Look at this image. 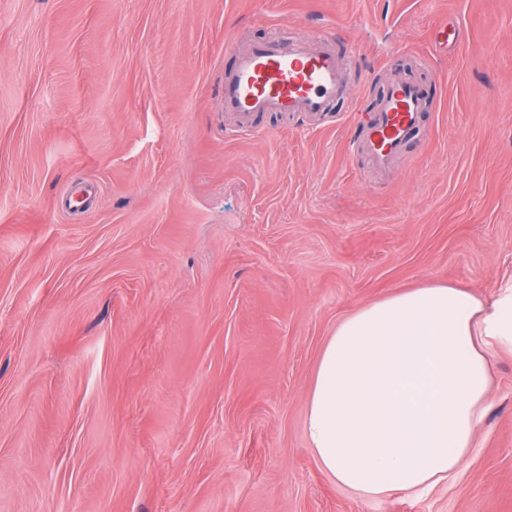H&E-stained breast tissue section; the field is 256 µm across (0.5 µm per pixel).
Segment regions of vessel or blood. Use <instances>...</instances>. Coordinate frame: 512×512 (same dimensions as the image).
I'll use <instances>...</instances> for the list:
<instances>
[{
  "instance_id": "b4317fda",
  "label": "vessel or blood",
  "mask_w": 512,
  "mask_h": 512,
  "mask_svg": "<svg viewBox=\"0 0 512 512\" xmlns=\"http://www.w3.org/2000/svg\"><path fill=\"white\" fill-rule=\"evenodd\" d=\"M350 90L349 69L331 48L311 39L267 41L236 52L224 74L222 109L246 132L263 112L323 116ZM427 106L419 86L391 79L371 111L355 113V145L376 170L390 172Z\"/></svg>"
}]
</instances>
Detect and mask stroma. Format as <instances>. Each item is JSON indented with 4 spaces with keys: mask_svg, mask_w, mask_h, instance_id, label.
Returning <instances> with one entry per match:
<instances>
[{
    "mask_svg": "<svg viewBox=\"0 0 512 512\" xmlns=\"http://www.w3.org/2000/svg\"><path fill=\"white\" fill-rule=\"evenodd\" d=\"M311 34L350 99L225 134L235 49ZM391 74L429 107L382 179L353 111ZM432 281L512 282V0H0V512H512L508 350L423 496L307 444L337 323Z\"/></svg>",
    "mask_w": 512,
    "mask_h": 512,
    "instance_id": "1",
    "label": "stroma"
}]
</instances>
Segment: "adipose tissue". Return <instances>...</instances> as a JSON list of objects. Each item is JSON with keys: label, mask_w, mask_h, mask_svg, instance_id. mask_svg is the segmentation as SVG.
<instances>
[{"label": "adipose tissue", "mask_w": 512, "mask_h": 512, "mask_svg": "<svg viewBox=\"0 0 512 512\" xmlns=\"http://www.w3.org/2000/svg\"><path fill=\"white\" fill-rule=\"evenodd\" d=\"M512 350V286L400 289L342 319L317 362L305 434L337 486L378 500L459 470L491 407V362Z\"/></svg>", "instance_id": "adipose-tissue-1"}]
</instances>
